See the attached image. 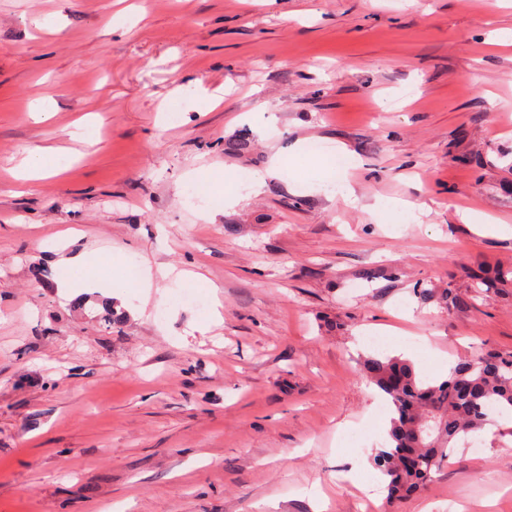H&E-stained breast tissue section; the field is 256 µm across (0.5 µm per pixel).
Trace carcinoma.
<instances>
[{"label": "carcinoma", "mask_w": 512, "mask_h": 512, "mask_svg": "<svg viewBox=\"0 0 512 512\" xmlns=\"http://www.w3.org/2000/svg\"><path fill=\"white\" fill-rule=\"evenodd\" d=\"M417 294L445 305L456 301L449 288ZM360 371L392 409L385 443L372 454L392 502L423 487L447 457L445 449L468 442L495 416L512 420V352L465 358L439 380L388 354L364 357Z\"/></svg>", "instance_id": "1"}]
</instances>
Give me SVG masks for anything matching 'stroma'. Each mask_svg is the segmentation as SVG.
Segmentation results:
<instances>
[{"mask_svg": "<svg viewBox=\"0 0 512 512\" xmlns=\"http://www.w3.org/2000/svg\"><path fill=\"white\" fill-rule=\"evenodd\" d=\"M509 31L512 0H0V512H362L368 489L376 512H512L494 426L393 505L350 464L391 417L365 336L429 378L512 351V236L461 219L512 226ZM302 142L347 149L356 204ZM33 150L54 174L16 179ZM277 153L305 191L188 203ZM81 253L152 285L77 306L56 281Z\"/></svg>", "mask_w": 512, "mask_h": 512, "instance_id": "stroma-1", "label": "stroma"}]
</instances>
